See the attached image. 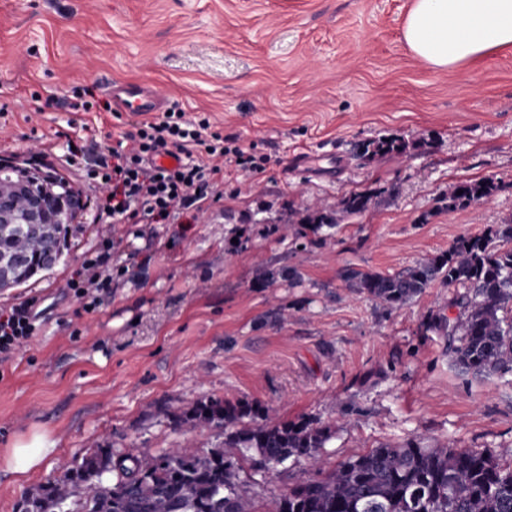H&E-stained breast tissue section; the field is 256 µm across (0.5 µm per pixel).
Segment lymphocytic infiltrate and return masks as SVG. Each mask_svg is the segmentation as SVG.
Masks as SVG:
<instances>
[{
	"instance_id": "1",
	"label": "lymphocytic infiltrate",
	"mask_w": 512,
	"mask_h": 512,
	"mask_svg": "<svg viewBox=\"0 0 512 512\" xmlns=\"http://www.w3.org/2000/svg\"><path fill=\"white\" fill-rule=\"evenodd\" d=\"M73 144L66 161L89 165L98 186L96 219L101 224L171 223L179 211L199 210L207 199L223 197L225 164L259 170L267 162L237 138L212 131L207 116L187 115L176 105L153 120L133 123L115 147L94 153L80 136ZM162 154L175 156V164H157ZM111 247L110 239H102L100 253L87 258L66 285L86 309H95L100 291L111 285L101 272ZM41 316L35 298L1 312L0 355L12 354L28 341Z\"/></svg>"
}]
</instances>
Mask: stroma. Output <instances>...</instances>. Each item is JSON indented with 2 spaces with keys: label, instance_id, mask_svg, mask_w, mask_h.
Masks as SVG:
<instances>
[{
  "label": "stroma",
  "instance_id": "stroma-1",
  "mask_svg": "<svg viewBox=\"0 0 512 512\" xmlns=\"http://www.w3.org/2000/svg\"><path fill=\"white\" fill-rule=\"evenodd\" d=\"M411 0H0V162L55 170L85 203L63 255L0 310L36 297L48 314L0 359V458L14 439L51 432L55 450L24 481L0 467V512L96 443L116 453L221 444L220 428L179 419L201 399L260 405L276 424L329 426L324 463L422 434L512 461V381L461 372L447 337L424 334L453 289L433 283L387 311L346 288V268L394 274L457 238L512 221V53L437 69L402 39ZM147 86L269 159L232 170L222 199L169 224H95L94 184L64 161L70 122L99 146L135 117L70 112L83 88ZM51 100L44 112L33 98ZM392 138L404 156L376 161L359 144ZM489 198L449 206L464 182ZM372 204L314 233L304 248L280 227L349 193ZM109 232L112 276L95 310L67 282ZM300 283L257 286L261 264ZM304 462L243 468L258 512L312 477ZM492 188L493 184L491 181L458 185L448 195V204L451 206L458 200H475L487 198L490 195ZM458 190H463V193L461 195H457Z\"/></svg>",
  "mask_w": 512,
  "mask_h": 512
}]
</instances>
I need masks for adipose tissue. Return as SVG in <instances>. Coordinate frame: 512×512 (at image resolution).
Segmentation results:
<instances>
[{"label":"adipose tissue","instance_id":"ef3b65f1","mask_svg":"<svg viewBox=\"0 0 512 512\" xmlns=\"http://www.w3.org/2000/svg\"><path fill=\"white\" fill-rule=\"evenodd\" d=\"M402 37L415 57L441 69L511 51L512 0H412ZM55 447L44 432L18 438L5 459L6 469L25 479Z\"/></svg>","mask_w":512,"mask_h":512}]
</instances>
